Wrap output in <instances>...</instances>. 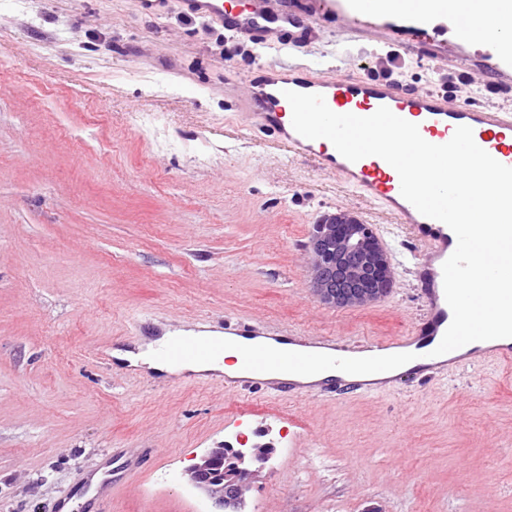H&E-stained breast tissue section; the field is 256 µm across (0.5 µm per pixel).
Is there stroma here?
I'll use <instances>...</instances> for the list:
<instances>
[{
    "label": "stroma",
    "instance_id": "obj_1",
    "mask_svg": "<svg viewBox=\"0 0 512 512\" xmlns=\"http://www.w3.org/2000/svg\"><path fill=\"white\" fill-rule=\"evenodd\" d=\"M316 38L242 40L140 0H0V512L52 501L111 452L153 465L110 512H211L187 481L210 449L271 447L245 512H512V369L465 366L374 396L242 394L121 363L103 346L206 321L352 341L418 318L409 264L393 286L336 308L309 286L324 214L383 230L379 203L241 130L236 104L265 64L387 78L512 109V70L449 19L312 0Z\"/></svg>",
    "mask_w": 512,
    "mask_h": 512
}]
</instances>
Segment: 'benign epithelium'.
<instances>
[{
	"label": "benign epithelium",
	"instance_id": "7a95c632",
	"mask_svg": "<svg viewBox=\"0 0 512 512\" xmlns=\"http://www.w3.org/2000/svg\"><path fill=\"white\" fill-rule=\"evenodd\" d=\"M310 287L322 303L362 306L385 297L393 285L390 260L369 225L351 212L326 216L309 241ZM271 449L219 445L188 470V481L213 498V512H243L249 482Z\"/></svg>",
	"mask_w": 512,
	"mask_h": 512
}]
</instances>
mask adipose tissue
I'll return each instance as SVG.
<instances>
[{
    "instance_id": "ef3b65f1",
    "label": "adipose tissue",
    "mask_w": 512,
    "mask_h": 512,
    "mask_svg": "<svg viewBox=\"0 0 512 512\" xmlns=\"http://www.w3.org/2000/svg\"><path fill=\"white\" fill-rule=\"evenodd\" d=\"M355 7L420 18L445 15L453 18L455 35L462 42L498 34L502 19L512 17V0H356Z\"/></svg>"
}]
</instances>
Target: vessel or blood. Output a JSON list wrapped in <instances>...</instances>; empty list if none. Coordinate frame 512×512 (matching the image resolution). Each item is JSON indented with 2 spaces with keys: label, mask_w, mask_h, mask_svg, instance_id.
I'll return each instance as SVG.
<instances>
[{
  "label": "vessel or blood",
  "mask_w": 512,
  "mask_h": 512,
  "mask_svg": "<svg viewBox=\"0 0 512 512\" xmlns=\"http://www.w3.org/2000/svg\"><path fill=\"white\" fill-rule=\"evenodd\" d=\"M247 10H228L226 0H181L185 14L222 21L252 43L277 38L284 46L301 47L317 33L314 22L297 9L294 0H282L272 8L269 0H250ZM484 54L488 70H501L512 59V22ZM319 94L335 113L360 117L388 107L395 115L415 123L424 140L447 143L457 127L473 131L476 144L501 164L512 167V111L484 104L459 101L436 91L401 88L389 79L361 76L319 75L295 66L271 63L251 73L246 95L239 102V117L245 126L271 133L274 144L289 156L313 162L326 174L340 176L346 185L365 197L380 202L403 224L409 234L406 248L412 259L414 287L421 301V313L405 335L365 338L345 342L333 336H301L265 324L225 323L228 336L245 338L240 348L246 375L229 378L216 373L214 381L226 388L248 392L262 389L272 394L316 395L325 399L342 393L372 395L399 389L417 378L431 380L450 370L481 363L512 364V338L467 344L438 356L434 350L452 321L443 289L442 266L457 245L454 232L443 222L426 217L401 195L397 171L377 156L352 162L339 152L328 151L325 139H307L292 126V109L285 91ZM166 357L186 360L208 357L220 360L223 347L213 339L179 341L164 347ZM324 368L339 370L336 379L304 382L307 373ZM138 470L134 458L105 470L99 482L85 480L55 500L54 512H86L85 493L99 485L104 493L96 497L97 512H107L108 491L123 487Z\"/></svg>",
  "instance_id": "obj_1"
}]
</instances>
